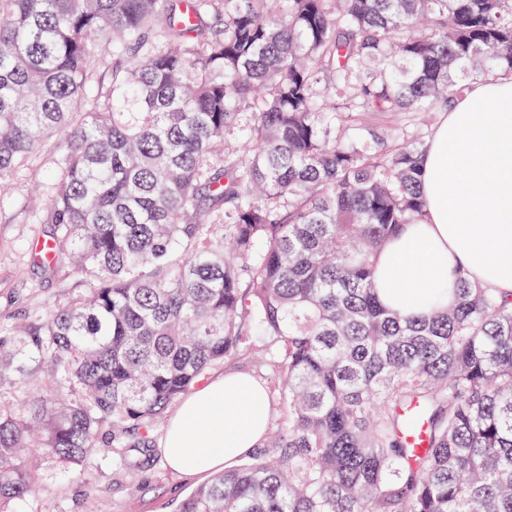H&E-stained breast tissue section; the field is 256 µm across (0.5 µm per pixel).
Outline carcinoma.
I'll list each match as a JSON object with an SVG mask.
<instances>
[{
	"label": "carcinoma",
	"mask_w": 512,
	"mask_h": 512,
	"mask_svg": "<svg viewBox=\"0 0 512 512\" xmlns=\"http://www.w3.org/2000/svg\"><path fill=\"white\" fill-rule=\"evenodd\" d=\"M499 76L512 0H0V177L60 135L42 261L90 284L0 325V512L41 461L127 468L259 343L288 420L180 512H512V299L460 272L403 317L373 288L427 143L368 112ZM112 72V45L110 49L107 47V51L104 54V58L98 68L91 74L89 78V85L96 93L101 90L103 95L108 89Z\"/></svg>",
	"instance_id": "obj_1"
}]
</instances>
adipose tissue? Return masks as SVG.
Here are the masks:
<instances>
[{
	"instance_id": "obj_1",
	"label": "adipose tissue",
	"mask_w": 512,
	"mask_h": 512,
	"mask_svg": "<svg viewBox=\"0 0 512 512\" xmlns=\"http://www.w3.org/2000/svg\"><path fill=\"white\" fill-rule=\"evenodd\" d=\"M421 223L404 226L377 260L381 301L404 314L453 304L456 273L512 296V78L471 82L428 143ZM267 394L230 373L188 395L169 421L163 453L172 470L230 466L259 446Z\"/></svg>"
}]
</instances>
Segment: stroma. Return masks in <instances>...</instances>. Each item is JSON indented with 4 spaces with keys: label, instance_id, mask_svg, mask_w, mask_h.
I'll use <instances>...</instances> for the list:
<instances>
[{
    "label": "stroma",
    "instance_id": "35a3bbf8",
    "mask_svg": "<svg viewBox=\"0 0 512 512\" xmlns=\"http://www.w3.org/2000/svg\"><path fill=\"white\" fill-rule=\"evenodd\" d=\"M53 145L38 154L0 187V321L26 310L47 309L88 284L69 269L51 270L35 261L38 243L52 230L44 221L42 195L53 180ZM158 423L151 448L131 468L116 470L111 460L74 474L46 471L32 491L14 503L15 512H179L181 502L208 481L205 473L173 472L161 443Z\"/></svg>",
    "mask_w": 512,
    "mask_h": 512
}]
</instances>
